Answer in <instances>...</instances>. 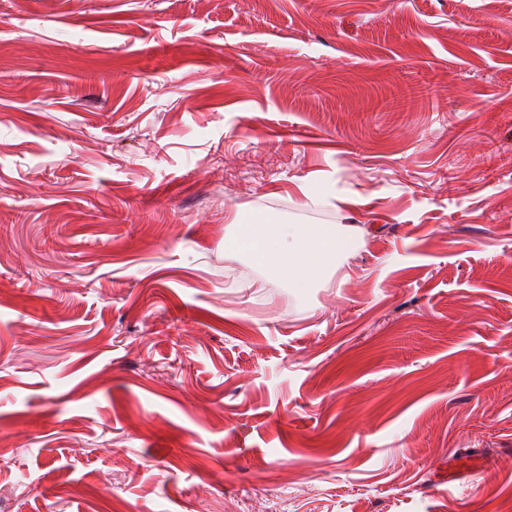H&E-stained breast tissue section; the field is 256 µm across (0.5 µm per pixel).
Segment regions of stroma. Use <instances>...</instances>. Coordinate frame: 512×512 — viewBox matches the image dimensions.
<instances>
[{"instance_id":"obj_1","label":"stroma","mask_w":512,"mask_h":512,"mask_svg":"<svg viewBox=\"0 0 512 512\" xmlns=\"http://www.w3.org/2000/svg\"><path fill=\"white\" fill-rule=\"evenodd\" d=\"M0 512H512V0H0ZM225 252L247 250L299 295L337 275L343 257L361 241L342 224H235Z\"/></svg>"}]
</instances>
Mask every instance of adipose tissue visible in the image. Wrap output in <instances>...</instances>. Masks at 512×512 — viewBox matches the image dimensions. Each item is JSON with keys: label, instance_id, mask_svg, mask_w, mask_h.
Listing matches in <instances>:
<instances>
[{"label": "adipose tissue", "instance_id": "adipose-tissue-1", "mask_svg": "<svg viewBox=\"0 0 512 512\" xmlns=\"http://www.w3.org/2000/svg\"><path fill=\"white\" fill-rule=\"evenodd\" d=\"M359 241L355 227L341 224L236 225L227 252L246 250L298 294L328 282Z\"/></svg>", "mask_w": 512, "mask_h": 512}]
</instances>
